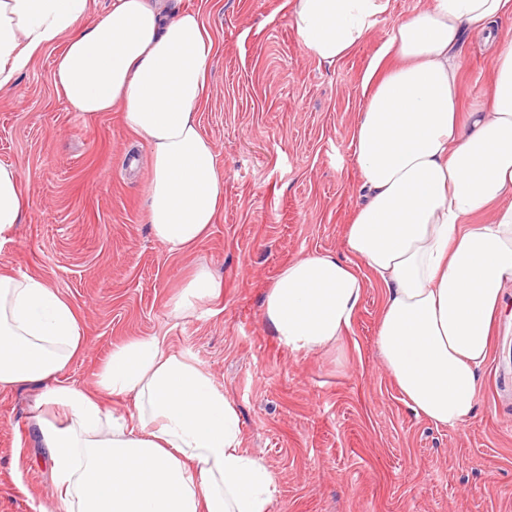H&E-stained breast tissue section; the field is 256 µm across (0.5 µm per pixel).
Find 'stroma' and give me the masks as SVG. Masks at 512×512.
<instances>
[{"mask_svg": "<svg viewBox=\"0 0 512 512\" xmlns=\"http://www.w3.org/2000/svg\"><path fill=\"white\" fill-rule=\"evenodd\" d=\"M205 7L216 44L199 113L224 172L209 236L173 254L146 222L149 153L120 113L82 117L52 86L53 53L0 93V163L17 166L27 208L0 265L36 274L81 316L85 355L66 371L92 386L114 346L157 337L233 401L243 447L277 477L274 512H512V283L470 418L416 416L384 367L383 292L369 285L343 344L292 355L263 322L262 296L288 262L344 252L359 201L350 146L363 74L399 21L430 0H389L370 36L333 65L306 51L287 0H182ZM496 48L462 47V112L488 105ZM221 295L187 316L175 300L198 267ZM41 392L0 391V512H57L31 421Z\"/></svg>", "mask_w": 512, "mask_h": 512, "instance_id": "1", "label": "stroma"}]
</instances>
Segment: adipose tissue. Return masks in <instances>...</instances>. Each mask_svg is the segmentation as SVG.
<instances>
[{
	"instance_id": "1",
	"label": "adipose tissue",
	"mask_w": 512,
	"mask_h": 512,
	"mask_svg": "<svg viewBox=\"0 0 512 512\" xmlns=\"http://www.w3.org/2000/svg\"><path fill=\"white\" fill-rule=\"evenodd\" d=\"M388 0H291L309 55L334 64L375 28ZM0 0V92L54 51L55 93L84 117L120 112L149 149L147 222L168 252L209 233L224 176L197 112L215 42L201 8L112 0ZM512 15V0H431L395 24L364 72L351 145L363 201L345 254L305 255L279 272L263 319L290 353L337 345L369 282L384 292L377 345L408 406L456 428L512 281V41L490 105L459 115L461 47ZM27 207L17 167L0 163V241ZM81 317L37 275L0 267V390L42 392L32 414L60 512H273L277 479L242 446L237 408L210 375L154 337L113 348L95 390L66 368L84 353ZM124 401L107 409L104 398Z\"/></svg>"
}]
</instances>
